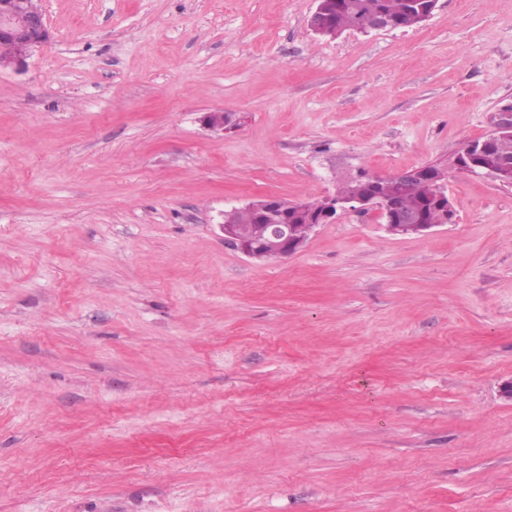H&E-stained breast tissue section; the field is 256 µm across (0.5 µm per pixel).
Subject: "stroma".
Here are the masks:
<instances>
[{
    "instance_id": "35a3bbf8",
    "label": "stroma",
    "mask_w": 512,
    "mask_h": 512,
    "mask_svg": "<svg viewBox=\"0 0 512 512\" xmlns=\"http://www.w3.org/2000/svg\"><path fill=\"white\" fill-rule=\"evenodd\" d=\"M316 0H42L0 70V512H512V0L330 38ZM240 117L232 132L204 123ZM446 169L253 262L263 195ZM0 36L10 37L15 42V52L7 56L13 49V42L10 38L0 37V57L7 56L0 58V68L20 67L37 48L48 42L51 32L38 0L28 9L26 20L20 28L15 25L12 1L1 0ZM504 135H512V106L506 105L497 112L496 120L493 129L488 135V139L483 142L468 143L454 158L453 164L458 169L473 172V166H480L483 169L475 172H483L492 176L494 179L502 183L512 182V163L508 161L497 160H512V136L499 138L495 141L490 155L485 159V163H493L490 166H484L476 163L478 157L484 156V149L486 143L493 142L497 137ZM512 184V183H511ZM397 177H380L360 172L357 176L340 183L334 192L336 195H353L372 191L382 199H394L397 203L393 200H382L372 193L338 200L329 194L323 197L321 209L315 213L311 224H308V214L318 206L321 199L305 203L307 209L305 212H301L304 203H290L279 197L266 195L245 205V207L256 211L257 219L254 212L236 208L225 212L224 224L219 226L224 233V239L239 248L245 256L257 262H267L286 258L299 252L319 225L330 224L336 220V211L339 214L346 211L375 212L385 219L387 230L396 235L420 234L445 224L442 209L433 204V200L439 194V186L428 179H411L435 180L441 177L436 175L434 166H424L411 172L398 174ZM437 201L447 212L446 223L448 222V211L449 223H452L454 210L448 205V195H438ZM398 206L404 213L419 214L424 224L414 216L402 215ZM272 210H280L284 215H288L291 211L298 214L289 215L288 221L276 224L282 219L281 212ZM269 211L272 212L267 215L265 224L263 218ZM257 220L261 227L257 235L230 225L238 224L248 227L251 224H257ZM293 224H295L296 233L304 235L303 237L294 235Z\"/></svg>"
}]
</instances>
